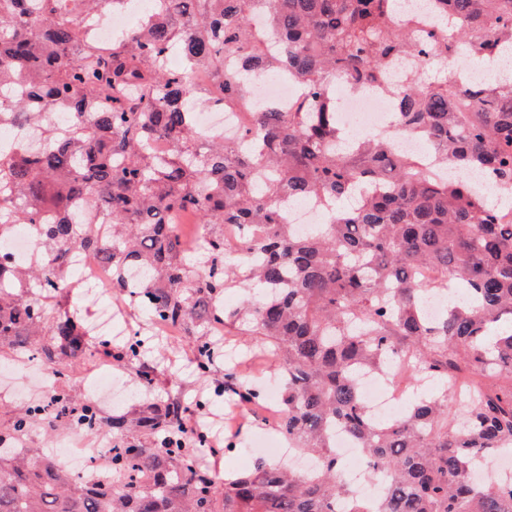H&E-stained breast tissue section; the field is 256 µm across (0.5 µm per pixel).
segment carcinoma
<instances>
[{
  "label": "carcinoma",
  "instance_id": "cac0c4a2",
  "mask_svg": "<svg viewBox=\"0 0 512 512\" xmlns=\"http://www.w3.org/2000/svg\"><path fill=\"white\" fill-rule=\"evenodd\" d=\"M118 0H0V122L32 114L28 100L74 115L64 130L44 122L46 150L35 157L0 154V240L14 225L63 255L93 248L125 286L130 264L149 274L135 303L154 320L198 334L221 325L245 331L279 363L283 412L274 425L288 447L318 460L312 475L262 460L219 482L201 463L205 431L182 446V424L197 403L146 399L135 416L105 417L64 392L33 404L10 426L22 436L40 420L68 418L87 431L165 432L137 458L115 444L89 483L56 467L36 448H0V512H512V486L480 491L473 459L512 448V217L487 190L458 180L432 181L390 139L350 134L336 121L337 86L386 78L393 58L448 54L455 42L474 58L512 49V0H431L444 29L420 36L412 15L395 18L396 0H165L160 18H143L103 54L83 22ZM267 14L279 50L252 26ZM178 50L211 86L162 60ZM287 70L305 95L291 112L258 113L236 138L205 147L194 135L191 105L217 94L240 99L245 75ZM395 117L423 138L446 167L487 169L494 187L512 190V76L420 79L389 89ZM98 100L109 101L102 112ZM169 141L166 152L157 149ZM312 198L332 221L298 235L279 211L283 196ZM102 209L112 239L86 233L75 201ZM234 226L253 264L234 267L261 298L228 310L215 304L228 283L223 233L198 238L204 265L186 262L189 246L172 215ZM441 292L464 289L434 320L421 313L423 267ZM70 271L57 264L22 274L0 265V344L45 336L37 352L62 369L83 357L90 332L76 315L45 309V292L69 294ZM26 294L15 293L19 287ZM142 343L125 356L150 384L157 367L140 362ZM408 356V383L434 381L435 394L396 419L376 421L359 376ZM219 354L196 340L200 377ZM224 388L265 408L263 396L234 372ZM340 427L390 490L367 511L344 484L331 430Z\"/></svg>",
  "mask_w": 512,
  "mask_h": 512
}]
</instances>
